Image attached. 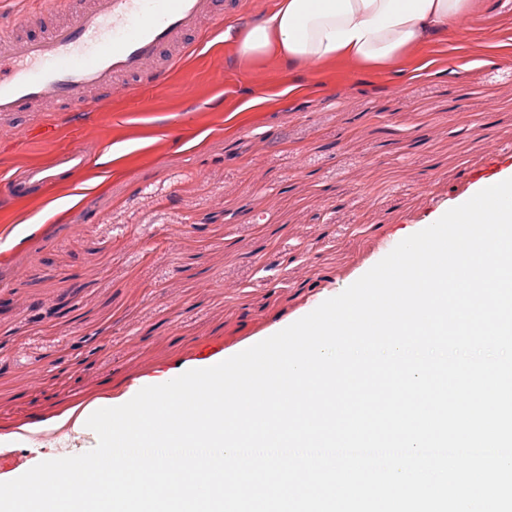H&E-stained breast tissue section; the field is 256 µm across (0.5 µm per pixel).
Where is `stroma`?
Listing matches in <instances>:
<instances>
[{
  "instance_id": "obj_1",
  "label": "stroma",
  "mask_w": 512,
  "mask_h": 512,
  "mask_svg": "<svg viewBox=\"0 0 512 512\" xmlns=\"http://www.w3.org/2000/svg\"><path fill=\"white\" fill-rule=\"evenodd\" d=\"M490 145L512 178V13L371 71L247 62L218 33L163 88L0 125V179L66 148L92 159L0 192V476L91 450L81 412L339 295L478 193L457 175Z\"/></svg>"
}]
</instances>
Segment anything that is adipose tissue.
<instances>
[{
  "instance_id": "1",
  "label": "adipose tissue",
  "mask_w": 512,
  "mask_h": 512,
  "mask_svg": "<svg viewBox=\"0 0 512 512\" xmlns=\"http://www.w3.org/2000/svg\"><path fill=\"white\" fill-rule=\"evenodd\" d=\"M468 8V0H278L236 47L244 60L273 58L289 69L384 67L455 27Z\"/></svg>"
}]
</instances>
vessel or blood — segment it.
<instances>
[{"instance_id":"b4317fda","label":"vessel or blood","mask_w":512,"mask_h":512,"mask_svg":"<svg viewBox=\"0 0 512 512\" xmlns=\"http://www.w3.org/2000/svg\"><path fill=\"white\" fill-rule=\"evenodd\" d=\"M67 21L37 37L0 21V119H19L45 101L63 109L101 103L120 89L163 87L191 47L186 38L224 25L226 12L243 0H63ZM85 151L71 148L54 165L74 173L85 168ZM40 165L0 182L23 198L46 179Z\"/></svg>"}]
</instances>
